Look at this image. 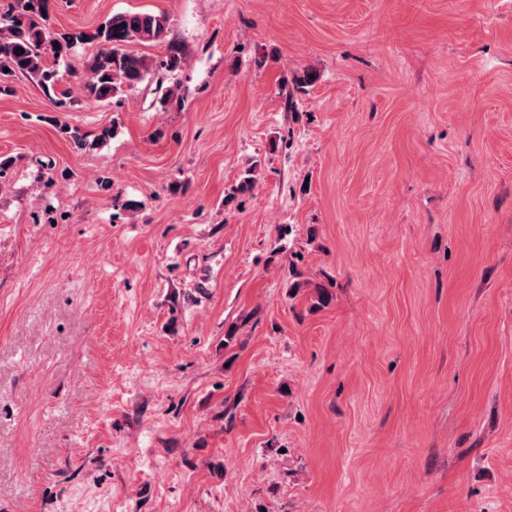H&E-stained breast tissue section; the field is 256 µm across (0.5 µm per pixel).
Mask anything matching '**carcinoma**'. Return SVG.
I'll return each mask as SVG.
<instances>
[{"instance_id": "1", "label": "carcinoma", "mask_w": 512, "mask_h": 512, "mask_svg": "<svg viewBox=\"0 0 512 512\" xmlns=\"http://www.w3.org/2000/svg\"><path fill=\"white\" fill-rule=\"evenodd\" d=\"M54 0H13L0 13V95L12 93L11 79H36L42 92L63 104L70 90L61 87L59 62L79 44L97 51L86 63L81 91L88 100L108 102L123 97L149 76H175L182 68L179 49L168 46L159 59L141 55L133 45L160 43L168 34V18L150 11L116 14L91 30L57 32L50 23ZM21 53H15V50Z\"/></svg>"}]
</instances>
